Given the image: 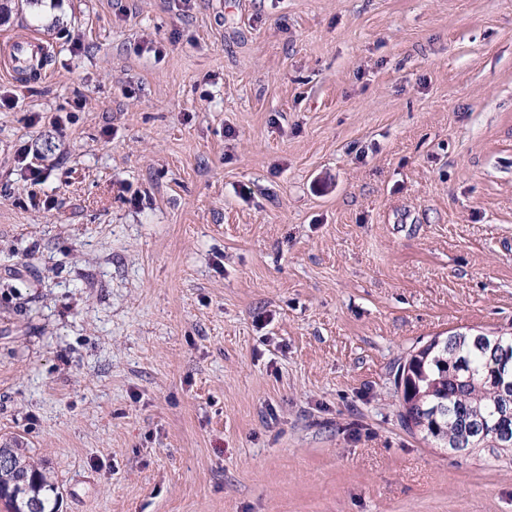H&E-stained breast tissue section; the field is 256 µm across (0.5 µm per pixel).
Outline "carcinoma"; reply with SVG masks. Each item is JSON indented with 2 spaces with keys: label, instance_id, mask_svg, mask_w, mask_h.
Returning a JSON list of instances; mask_svg holds the SVG:
<instances>
[{
  "label": "carcinoma",
  "instance_id": "1",
  "mask_svg": "<svg viewBox=\"0 0 512 512\" xmlns=\"http://www.w3.org/2000/svg\"><path fill=\"white\" fill-rule=\"evenodd\" d=\"M512 345V336L494 334H452L436 338L410 355L397 371L396 385L402 389L401 425L432 438L438 444L458 451L459 438L467 422L483 429L475 439V449L512 451V441L498 431V411L512 410L499 389L484 380L492 361L493 346ZM464 363L472 372L467 381L455 382L450 368ZM13 466L0 467V504L5 512H58L59 491L44 473L10 448Z\"/></svg>",
  "mask_w": 512,
  "mask_h": 512
}]
</instances>
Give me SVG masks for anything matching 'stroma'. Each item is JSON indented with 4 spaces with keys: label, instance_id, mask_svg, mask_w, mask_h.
Listing matches in <instances>:
<instances>
[{
    "label": "stroma",
    "instance_id": "stroma-1",
    "mask_svg": "<svg viewBox=\"0 0 512 512\" xmlns=\"http://www.w3.org/2000/svg\"><path fill=\"white\" fill-rule=\"evenodd\" d=\"M7 6L0 446L59 512H512L395 386L512 332V0ZM49 54L48 46L33 32L26 31L8 40L1 39V73L19 81L20 74L24 73L25 61L34 60L37 56L46 60Z\"/></svg>",
    "mask_w": 512,
    "mask_h": 512
}]
</instances>
